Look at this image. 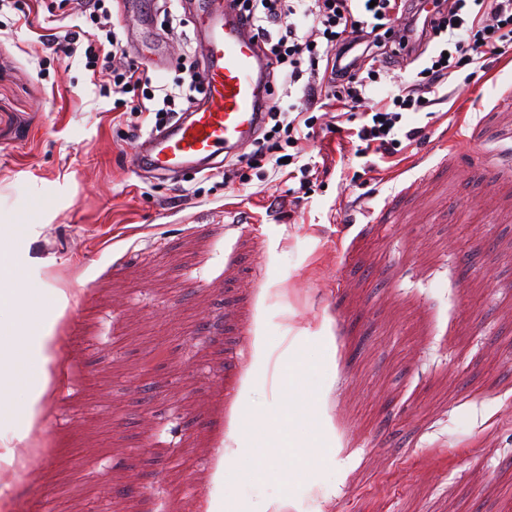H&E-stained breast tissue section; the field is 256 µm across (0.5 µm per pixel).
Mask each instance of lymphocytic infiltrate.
<instances>
[{
	"label": "lymphocytic infiltrate",
	"mask_w": 512,
	"mask_h": 512,
	"mask_svg": "<svg viewBox=\"0 0 512 512\" xmlns=\"http://www.w3.org/2000/svg\"><path fill=\"white\" fill-rule=\"evenodd\" d=\"M253 45L272 70L284 78L285 96L301 90L307 111L322 101L336 104L337 116L360 111L362 123L349 129L355 157L376 156L393 168L405 159V144L424 136L409 126L411 116L450 100L448 80L462 68L486 71L490 61L512 51V0H435L430 17H422L418 0H234ZM57 25L40 35L43 46L67 56L84 53L87 67L112 73L113 109L150 113L165 125L181 112L183 103L201 92L203 75L193 71L188 83L159 86L144 92L147 74L134 61H118L122 41L115 30L107 0H59ZM310 18L300 33L295 15ZM88 17L93 30L77 25ZM400 35L394 48L384 36ZM423 59V67L396 90L361 112L392 60Z\"/></svg>",
	"instance_id": "obj_1"
}]
</instances>
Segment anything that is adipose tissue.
I'll use <instances>...</instances> for the list:
<instances>
[{
  "label": "adipose tissue",
  "mask_w": 512,
  "mask_h": 512,
  "mask_svg": "<svg viewBox=\"0 0 512 512\" xmlns=\"http://www.w3.org/2000/svg\"><path fill=\"white\" fill-rule=\"evenodd\" d=\"M68 306L62 289L54 288L42 302L31 329L33 342L11 345L8 356L0 358V396L18 387L28 392L22 437H29L37 424L38 405L56 382L54 372L55 334ZM274 389L283 399L276 406L255 414L245 422L239 407H232L224 448L213 481L224 494L211 498L207 512H224L226 495L257 481L286 482L297 478L298 464H309L317 455L316 435L335 434L330 417L318 416L317 383L306 375L282 368ZM287 449L289 467L273 463L278 449Z\"/></svg>",
  "instance_id": "1"
}]
</instances>
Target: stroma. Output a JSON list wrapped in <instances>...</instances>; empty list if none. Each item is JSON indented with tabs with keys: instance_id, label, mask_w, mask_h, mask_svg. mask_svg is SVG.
I'll use <instances>...</instances> for the list:
<instances>
[{
	"instance_id": "obj_1",
	"label": "stroma",
	"mask_w": 512,
	"mask_h": 512,
	"mask_svg": "<svg viewBox=\"0 0 512 512\" xmlns=\"http://www.w3.org/2000/svg\"><path fill=\"white\" fill-rule=\"evenodd\" d=\"M160 4L109 2L129 56L171 85L201 53L192 25L163 31ZM50 6L0 8V221L26 228L0 252L11 287L63 289L71 322L46 448L17 440L23 393L0 417V454L27 459L0 462V503L204 512L227 411L275 402L265 373L240 392L261 335L275 359L334 367L336 435L298 478L236 491L232 512H512V61L454 73L452 105L413 116L426 135L389 170L274 172L283 144L304 163L335 155L319 115L313 138L274 133L210 177H159L133 168L108 76L40 44Z\"/></svg>"
}]
</instances>
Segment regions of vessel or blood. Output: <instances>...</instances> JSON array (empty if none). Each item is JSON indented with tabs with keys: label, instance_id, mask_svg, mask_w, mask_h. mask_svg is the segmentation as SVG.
<instances>
[{
	"label": "vessel or blood",
	"instance_id": "b4317fda",
	"mask_svg": "<svg viewBox=\"0 0 512 512\" xmlns=\"http://www.w3.org/2000/svg\"><path fill=\"white\" fill-rule=\"evenodd\" d=\"M230 4L196 0L200 28L194 36L204 48L206 95L183 120L145 139L134 162L160 174L186 165L204 169L252 136L266 97V63Z\"/></svg>",
	"mask_w": 512,
	"mask_h": 512
}]
</instances>
